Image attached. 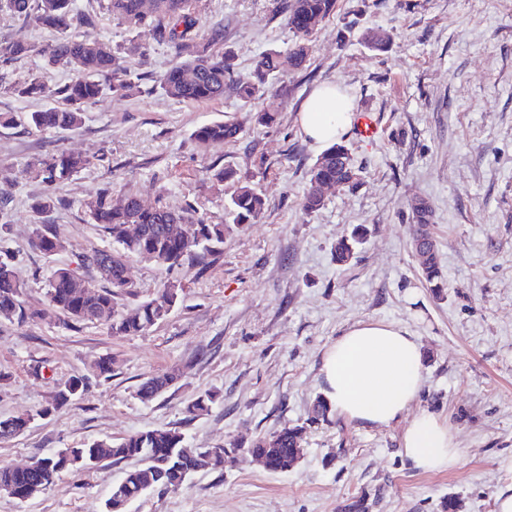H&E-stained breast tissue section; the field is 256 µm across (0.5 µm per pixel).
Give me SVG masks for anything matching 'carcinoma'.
I'll use <instances>...</instances> for the list:
<instances>
[{"instance_id":"cac0c4a2","label":"carcinoma","mask_w":512,"mask_h":512,"mask_svg":"<svg viewBox=\"0 0 512 512\" xmlns=\"http://www.w3.org/2000/svg\"><path fill=\"white\" fill-rule=\"evenodd\" d=\"M112 19L138 32L148 31L152 39L166 45L176 58V64L160 75L158 84L162 93L178 101L202 102L224 98L225 92L238 97L244 104L273 96L277 92L279 76L287 68L302 66L307 56L308 37L320 23L336 10V0H291L285 6L281 0H271L272 10L285 8L288 29L298 39L287 55L275 48L263 51L247 72L237 68L232 49L224 46V24H203L195 8V0H103ZM18 18L36 15L37 20L57 34L47 45L24 42L0 44V67L22 56H38L47 68L72 73L69 81L47 86L37 77L20 78L10 83L0 81V93L20 99H53L61 105L48 107L26 115L28 123L37 129H76L87 109L106 92L126 97L138 90L132 81L128 56L145 54L143 46L132 44L123 49L112 46L98 37L84 32L93 26L92 18L80 12L74 0H0V11ZM237 123L225 120L197 127L191 139L200 149L236 138ZM90 164V159L67 152H57L46 159L29 164L28 177L40 182L42 193L32 209L37 214L58 209L67 201L58 195V187ZM212 178L218 182L239 183L227 205V214L234 224H249L264 211L265 202L258 190L250 184H240L237 170L231 167L212 168ZM330 185L355 190L360 185L357 168L345 146L334 144L325 149L312 166L305 189L302 207L314 212L324 205L320 186ZM88 220L98 224L112 239L110 251H96L83 256L82 263L95 268L109 265L111 274L104 278L106 285L92 282L73 287L75 271L58 267L51 273L46 292L48 313L63 314L71 322L94 320L108 327L114 336L142 334L163 320L178 299V290L164 289L158 299L141 302L130 308H118L117 299L134 294V285L126 281V261L131 256L155 262L170 269L185 260L204 267L207 259L221 253L224 247V223H214L189 205L176 211L161 203L146 205L141 199L126 193L112 197V187L106 186L83 202ZM432 211L421 199L411 206L413 235L421 248L417 251L422 277L435 291L443 287V275L428 226ZM139 225L142 234L128 238V227ZM365 229L356 228L351 238L336 244V262L344 264L353 257L354 244L362 238ZM33 246L45 255L64 249L48 224L37 227ZM23 285L16 276L7 253L0 250V319L24 318ZM176 380L173 374L155 375L140 384L137 396L152 401L161 396ZM85 385V379L74 377L54 396L49 413L67 403L73 389ZM213 403L209 394L199 396L186 409V420L191 421L208 413ZM30 416L18 415L0 419V440L21 434L28 428ZM248 451L265 459L272 472H286L302 456V432L298 427H285L270 437H261L251 443ZM83 460L76 465L81 470H92L106 457L118 464L137 459L140 464L126 470L125 483L113 486L105 499V512L121 501L135 502L155 489L176 490L183 487L196 472V457L213 456V468L224 469L226 451L209 448H190L184 434L174 428L136 432L118 442L96 441L82 449ZM65 459L52 456L32 470L0 467V487L21 493L35 483L51 486L60 476L58 469Z\"/></svg>"}]
</instances>
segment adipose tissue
Segmentation results:
<instances>
[{
  "mask_svg": "<svg viewBox=\"0 0 512 512\" xmlns=\"http://www.w3.org/2000/svg\"><path fill=\"white\" fill-rule=\"evenodd\" d=\"M354 117V103L336 84L320 86L307 99L299 125L319 148L341 141ZM323 394L343 418L365 425H391L408 410L424 383V358L414 336L400 326L362 322L324 353ZM405 456L425 472L457 467L461 450L446 421L419 412L403 435Z\"/></svg>",
  "mask_w": 512,
  "mask_h": 512,
  "instance_id": "adipose-tissue-1",
  "label": "adipose tissue"
}]
</instances>
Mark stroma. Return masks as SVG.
I'll use <instances>...</instances> for the list:
<instances>
[{"label":"stroma","instance_id":"obj_1","mask_svg":"<svg viewBox=\"0 0 512 512\" xmlns=\"http://www.w3.org/2000/svg\"><path fill=\"white\" fill-rule=\"evenodd\" d=\"M205 21L223 22L224 44L248 70L265 49L289 52L295 39L271 0H202ZM385 35L370 51L367 32ZM134 59L142 90L104 95L81 128H0V200L10 224L0 247L14 257L25 290L24 322L0 321V419L32 414L20 436L0 440V467H19L60 448L116 442L144 430L179 429L189 447L232 450L223 469L193 473L179 490H156L128 512H345L367 496L369 512H493L504 482L501 457L512 456V0H336V11L309 39L303 67L280 82L278 121L254 127L250 107L233 94L186 103L154 87L174 62L149 35ZM323 82L341 85L355 109L375 112L380 133L342 138L362 172L355 190L327 192L304 212L309 170L320 154L302 135L298 114ZM232 120L240 132L199 150L192 131ZM64 150L91 163L64 183V208L44 215L31 204L42 190L27 165ZM237 168L255 184L265 209L254 223L224 232V250L206 270H170L139 257L126 263L136 298H157L166 283L181 297L166 318L138 335L115 336L96 322L40 319L51 271L70 266L97 280L83 255L110 248L88 223L82 201L104 185L144 203L178 210L194 204L224 218L234 184L213 183L211 166ZM433 211L431 234L445 277L435 296L421 277L411 206ZM53 225L66 248L36 250V225ZM367 236L338 264L336 244L356 225ZM360 322L392 323L416 336L425 381L409 412L385 427L329 413L312 422L322 395L326 348ZM112 360V375L91 364ZM177 372L159 398L138 399L152 375ZM86 376L82 396L44 416L66 381ZM212 394L206 415L186 420L197 397ZM430 410L448 422L463 450L459 467L424 472L402 450L412 414ZM285 426L303 429L304 454L274 473L248 448ZM126 470L103 462L62 473L27 501L0 495V512H104L107 493Z\"/></svg>","mask_w":512,"mask_h":512}]
</instances>
